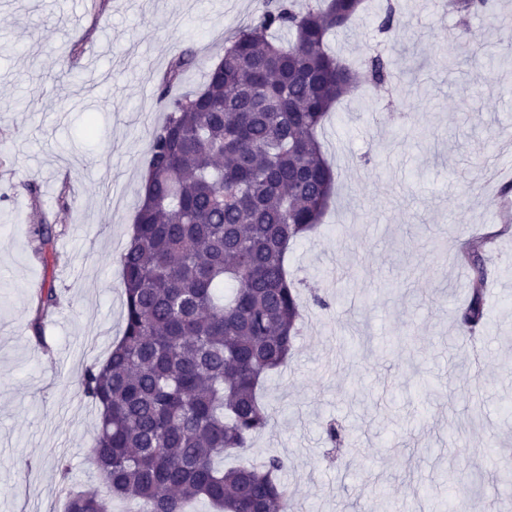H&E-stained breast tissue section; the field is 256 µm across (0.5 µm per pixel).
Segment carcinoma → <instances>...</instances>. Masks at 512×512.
<instances>
[{
	"label": "carcinoma",
	"mask_w": 512,
	"mask_h": 512,
	"mask_svg": "<svg viewBox=\"0 0 512 512\" xmlns=\"http://www.w3.org/2000/svg\"><path fill=\"white\" fill-rule=\"evenodd\" d=\"M449 6L464 20L492 13L491 0ZM365 10V0H265L224 41L202 89L170 96L194 62L187 51L166 73V116L120 256L123 333L81 381L99 411L89 461L140 512H184L198 499L217 512H288L281 457L227 470L215 459L244 451L271 422L259 390L287 362L302 310L288 247L321 222L335 185L319 131L360 78L385 81L380 54L356 70L327 49ZM377 19L391 31L400 6L386 0ZM34 236L42 258L58 259L52 227ZM493 242L457 255L471 276L460 314L471 335L486 320ZM60 303L56 289L40 290L30 329L42 346V319ZM64 498V512H105L95 488L67 485Z\"/></svg>",
	"instance_id": "1"
}]
</instances>
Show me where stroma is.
Instances as JSON below:
<instances>
[{
	"label": "stroma",
	"instance_id": "35a3bbf8",
	"mask_svg": "<svg viewBox=\"0 0 512 512\" xmlns=\"http://www.w3.org/2000/svg\"><path fill=\"white\" fill-rule=\"evenodd\" d=\"M331 36L344 59L392 62L386 85L338 104L320 134L335 174L316 232L288 269L308 305L288 363L261 390L271 427L247 454L288 468L291 512H512V235L487 257V355L474 372L458 312L469 297L455 255L493 230L472 184L488 142L512 126V36L489 19L460 26L441 0H398ZM264 0H0V512H62L56 461L97 484L86 452L98 411L86 366L124 328L120 255L139 204L159 89L183 50L194 65L171 90L201 89L226 34ZM94 134H87V124ZM38 195H30V187ZM66 196L59 204L58 196ZM52 225L58 262L32 229ZM61 306L31 337L36 289ZM324 299V306L310 301ZM341 427L333 448L326 430Z\"/></svg>",
	"mask_w": 512,
	"mask_h": 512
}]
</instances>
